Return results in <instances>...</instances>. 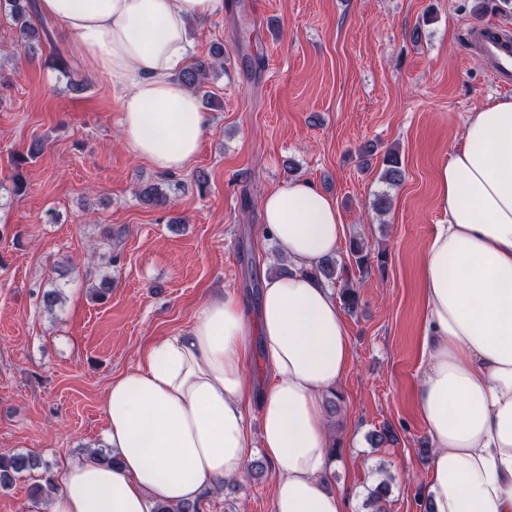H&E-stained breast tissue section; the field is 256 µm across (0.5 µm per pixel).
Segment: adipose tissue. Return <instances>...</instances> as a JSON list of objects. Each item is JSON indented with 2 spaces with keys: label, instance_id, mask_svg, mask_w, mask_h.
I'll return each instance as SVG.
<instances>
[{
  "label": "adipose tissue",
  "instance_id": "obj_1",
  "mask_svg": "<svg viewBox=\"0 0 512 512\" xmlns=\"http://www.w3.org/2000/svg\"><path fill=\"white\" fill-rule=\"evenodd\" d=\"M75 39L121 100L128 149L162 173L186 168L207 128L197 95L176 72L188 23L224 0H37ZM442 224L424 250V320L416 402L432 445L423 512H512V100L472 112L440 167ZM263 231L288 269L262 278L258 314L224 292L184 334L150 343L113 379L102 435L120 458L67 463L42 512H153L199 499L244 475L253 448L273 468L275 512H350L327 487L332 438L325 407L352 366L338 300L311 273L346 229L335 200L293 180L262 200ZM266 376L256 388L248 336ZM258 405L260 431L245 410Z\"/></svg>",
  "mask_w": 512,
  "mask_h": 512
}]
</instances>
